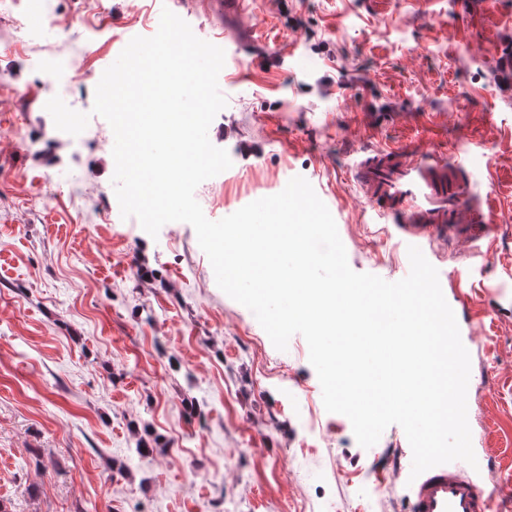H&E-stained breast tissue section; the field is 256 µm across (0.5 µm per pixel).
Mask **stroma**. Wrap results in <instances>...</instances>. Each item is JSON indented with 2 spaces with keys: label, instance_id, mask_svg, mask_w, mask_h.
<instances>
[{
  "label": "stroma",
  "instance_id": "stroma-1",
  "mask_svg": "<svg viewBox=\"0 0 512 512\" xmlns=\"http://www.w3.org/2000/svg\"><path fill=\"white\" fill-rule=\"evenodd\" d=\"M59 0L66 29L32 0H0V512H406L400 426L371 448L327 412L301 335L275 348L216 284L184 222L150 236L122 218L114 136L80 138L41 106L56 65L102 76L170 9L225 51L226 107L210 142L229 169L195 198L222 219L305 177L331 212L350 268L410 271L351 176L363 145L422 136L468 154L512 196V0ZM31 36L10 39L12 17ZM488 257L442 241L426 258L468 348L473 448L512 427V208Z\"/></svg>",
  "mask_w": 512,
  "mask_h": 512
}]
</instances>
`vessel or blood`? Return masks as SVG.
<instances>
[{
  "label": "vessel or blood",
  "instance_id": "vessel-or-blood-1",
  "mask_svg": "<svg viewBox=\"0 0 512 512\" xmlns=\"http://www.w3.org/2000/svg\"><path fill=\"white\" fill-rule=\"evenodd\" d=\"M352 179L376 219L397 225L408 244L479 242L497 232L491 215L501 203L479 194L469 158L433 149L413 136L357 153ZM409 512H512V484L487 490L464 470L442 464L404 487Z\"/></svg>",
  "mask_w": 512,
  "mask_h": 512
}]
</instances>
